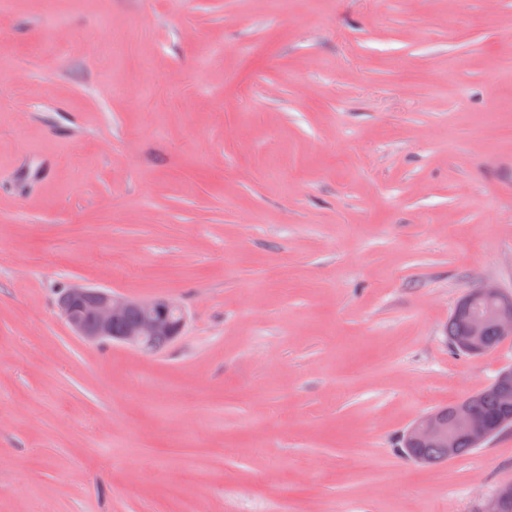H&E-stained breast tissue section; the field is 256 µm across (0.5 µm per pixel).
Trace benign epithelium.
<instances>
[{"instance_id":"7a95c632","label":"benign epithelium","mask_w":512,"mask_h":512,"mask_svg":"<svg viewBox=\"0 0 512 512\" xmlns=\"http://www.w3.org/2000/svg\"><path fill=\"white\" fill-rule=\"evenodd\" d=\"M486 304L481 314L470 317L469 336L461 345L472 353L482 351L480 336L487 321L495 324L501 338L512 337V297L495 286H481L463 297L454 307V312H467L470 307ZM133 309L140 312L139 318L125 325L120 332L114 326L124 320ZM59 315L73 333L88 343L112 341L138 351H144L147 340L154 336L176 339L181 335L186 315L172 298L158 295L136 298L116 295L106 289L82 284H73L68 296L58 308ZM176 313L181 320L174 323L170 314ZM503 423L493 424L472 412L464 402L460 403L448 419L434 412L419 417L407 430L409 443L426 448L437 445L454 454L456 437L465 435L480 446L501 430ZM512 508V481L502 483L481 507V512H508Z\"/></svg>"}]
</instances>
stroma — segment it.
<instances>
[{"label":"stroma","mask_w":512,"mask_h":512,"mask_svg":"<svg viewBox=\"0 0 512 512\" xmlns=\"http://www.w3.org/2000/svg\"><path fill=\"white\" fill-rule=\"evenodd\" d=\"M166 295L148 354L54 292ZM512 0H0V512H480L512 428L421 414L512 367ZM478 303H485L486 309L482 314L471 315L469 336H467L468 325L464 318L456 317L453 311L448 318L446 335L448 336L450 348L456 354L471 357L457 345L458 340L464 336L465 338L461 341V345L471 354H477L483 349L480 355H484L497 348L501 344L502 339L512 337V297H509L495 286L484 285L463 297L455 305L454 312H468L472 305ZM486 321L493 322L499 334L491 323H487L483 329ZM481 333L483 348L480 344ZM496 382L501 388L511 390L512 368L502 370L497 376ZM497 385L492 382L487 387L468 395V405L465 402H461L454 410L457 405L456 403L435 409L433 412L419 417L409 427L406 435L410 444L423 448H419L416 451L409 450L408 448L412 447L410 445L407 446L406 438L403 437L402 442L405 453L410 458L414 456V453H417L424 459L427 465L436 466L448 462V457L453 456L455 448V458L465 456L476 449L473 444L481 446L497 432L499 434L511 428L512 408L505 407L502 390ZM434 412L439 413L446 420ZM452 412L453 414L451 415ZM449 415L451 416L448 417ZM479 415L506 421L507 427L501 430L504 423L492 424ZM460 435L468 436L472 442L466 437L456 439ZM414 458L418 463H422L418 456H414Z\"/></svg>","instance_id":"stroma-1"}]
</instances>
